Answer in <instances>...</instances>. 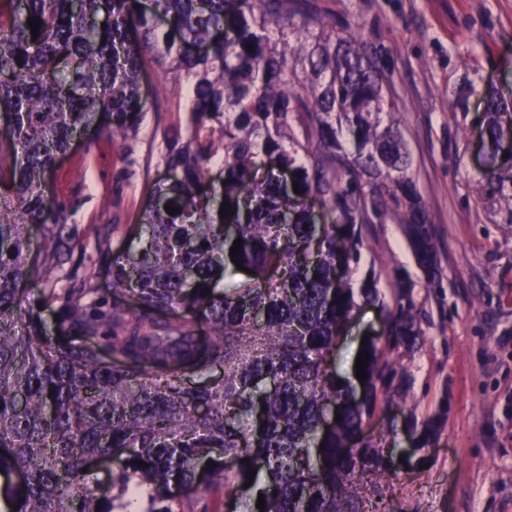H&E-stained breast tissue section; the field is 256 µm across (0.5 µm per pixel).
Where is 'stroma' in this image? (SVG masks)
<instances>
[{"mask_svg": "<svg viewBox=\"0 0 512 512\" xmlns=\"http://www.w3.org/2000/svg\"><path fill=\"white\" fill-rule=\"evenodd\" d=\"M337 28L381 51L397 97L413 179L437 245L439 276L427 283L401 225H369L353 284L368 273L390 295L412 284L421 334L396 349L408 406L378 411L367 439L391 454L395 475L356 473L367 512H512V224L479 197L485 92L512 90V0H319ZM168 99L150 109L136 137L77 135L46 178L69 213L77 247L69 263L110 300L112 254L138 230L175 120ZM377 306H361L336 352L353 379L364 333H379ZM444 414L422 448L409 426Z\"/></svg>", "mask_w": 512, "mask_h": 512, "instance_id": "obj_1", "label": "stroma"}]
</instances>
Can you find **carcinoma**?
I'll use <instances>...</instances> for the list:
<instances>
[{"label":"carcinoma","instance_id":"carcinoma-1","mask_svg":"<svg viewBox=\"0 0 512 512\" xmlns=\"http://www.w3.org/2000/svg\"><path fill=\"white\" fill-rule=\"evenodd\" d=\"M151 65L172 80L154 97L178 99L186 84L192 104L164 135L171 180L142 211L134 259L113 255L112 303L102 304L92 283L66 285L76 278L64 272L74 252L63 234L68 213L43 185L91 116L102 117L99 139L138 133ZM388 90L376 53L337 29L317 0H0L8 512H129L139 488L147 512H195L177 494L190 485L218 501L216 512H259L260 494L264 512H363L351 476L379 479L392 464L357 437L378 409L406 403L391 354L420 335L411 284L400 279L381 303V336L362 348V393L339 380L337 340L357 307L348 271L365 226L403 225L426 280L438 276ZM486 98L488 162L477 191L505 204L512 224V169L497 164L503 143L512 145V94ZM272 160L290 185L273 172L256 180ZM217 164L223 215L209 193ZM31 224L47 226L41 264L29 259ZM27 281L58 317L52 336L24 306ZM216 366L223 377L210 382ZM332 404L340 420L325 431ZM102 457L122 471L90 485L81 469ZM310 471L320 485L308 484Z\"/></svg>","mask_w":512,"mask_h":512}]
</instances>
